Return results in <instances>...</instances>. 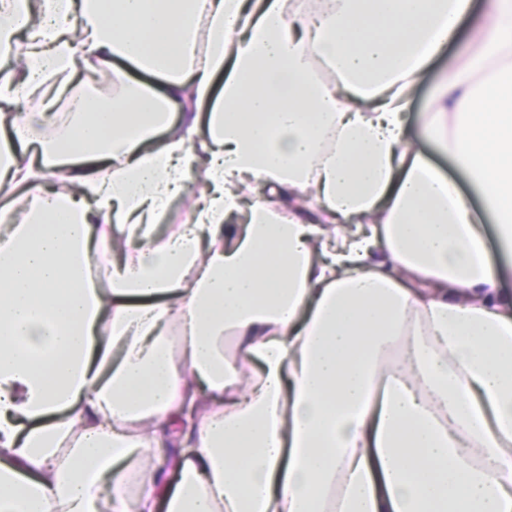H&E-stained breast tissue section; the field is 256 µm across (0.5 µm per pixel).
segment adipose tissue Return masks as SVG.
Returning a JSON list of instances; mask_svg holds the SVG:
<instances>
[{"instance_id": "obj_1", "label": "adipose tissue", "mask_w": 512, "mask_h": 512, "mask_svg": "<svg viewBox=\"0 0 512 512\" xmlns=\"http://www.w3.org/2000/svg\"><path fill=\"white\" fill-rule=\"evenodd\" d=\"M496 2L421 116L477 209L406 137L472 0L0 12V512H512Z\"/></svg>"}]
</instances>
